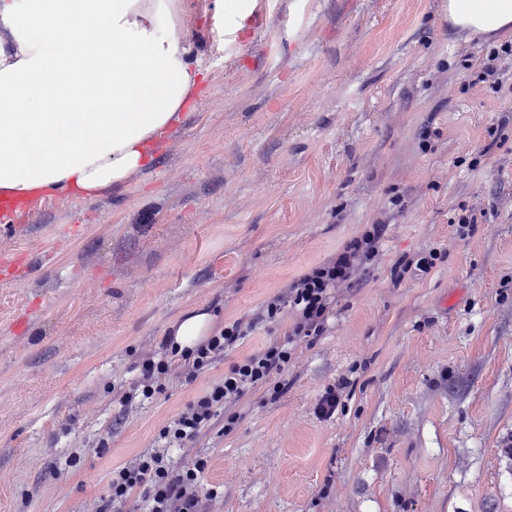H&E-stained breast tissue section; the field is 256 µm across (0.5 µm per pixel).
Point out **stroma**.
<instances>
[{
  "label": "stroma",
  "instance_id": "1",
  "mask_svg": "<svg viewBox=\"0 0 512 512\" xmlns=\"http://www.w3.org/2000/svg\"><path fill=\"white\" fill-rule=\"evenodd\" d=\"M209 2L186 0L180 29L207 89L153 165L0 227V264L39 265L0 279V512L104 496L113 468L288 324L125 414L105 382L185 313L247 317L380 219L379 258L299 348L287 391L251 392L232 433L173 459L208 458L210 512H512V124L488 136L512 101L465 86L486 42L449 39L448 0H258L262 24L231 42ZM461 205L477 219L464 236ZM429 250L430 271L394 280ZM342 378L353 388L321 417ZM437 259V252L430 250L429 252L416 255L414 257H405L397 261L393 267V274L397 279H401L412 267L420 271L430 269Z\"/></svg>",
  "mask_w": 512,
  "mask_h": 512
}]
</instances>
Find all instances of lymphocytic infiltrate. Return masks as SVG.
<instances>
[{"mask_svg":"<svg viewBox=\"0 0 512 512\" xmlns=\"http://www.w3.org/2000/svg\"><path fill=\"white\" fill-rule=\"evenodd\" d=\"M471 86L503 97L512 95V42L491 48L474 72ZM387 225L379 221L348 239L333 255L312 266L266 299L249 320L238 319L214 326L193 348H178L173 337H164L159 350L142 353L130 367V379L107 383L120 410L153 401L166 389L169 376L193 383L213 364L240 346L259 326L285 320V339L269 341L263 348L231 364L211 380L165 426L157 447L147 449L113 469L105 496L86 503L83 512H124L134 501L145 512H207V496L200 479L208 460L177 467L170 451L186 447L212 430L231 433L241 415L234 407L246 394L268 385L274 393L284 389L279 377L294 359L301 341L324 335L336 315V294L351 286L379 256Z\"/></svg>","mask_w":512,"mask_h":512,"instance_id":"1","label":"lymphocytic infiltrate"}]
</instances>
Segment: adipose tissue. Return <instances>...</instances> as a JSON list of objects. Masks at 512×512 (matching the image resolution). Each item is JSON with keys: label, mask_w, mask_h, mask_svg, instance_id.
<instances>
[{"label": "adipose tissue", "mask_w": 512, "mask_h": 512, "mask_svg": "<svg viewBox=\"0 0 512 512\" xmlns=\"http://www.w3.org/2000/svg\"><path fill=\"white\" fill-rule=\"evenodd\" d=\"M182 14V0H0V192L92 198L148 168L204 78ZM448 29L512 36V0H448Z\"/></svg>", "instance_id": "1"}]
</instances>
